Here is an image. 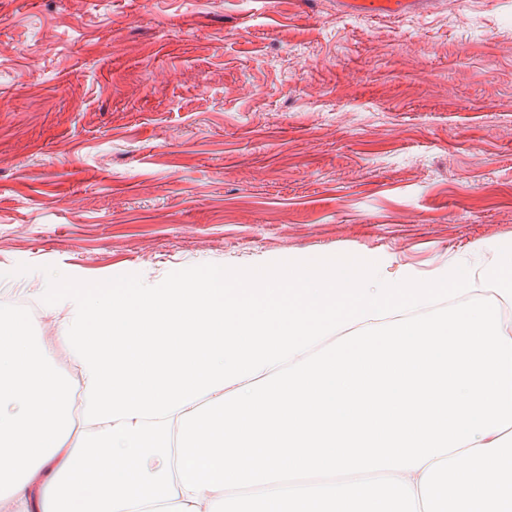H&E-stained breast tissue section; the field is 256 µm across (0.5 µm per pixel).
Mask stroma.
<instances>
[{
	"mask_svg": "<svg viewBox=\"0 0 512 512\" xmlns=\"http://www.w3.org/2000/svg\"><path fill=\"white\" fill-rule=\"evenodd\" d=\"M512 238V0H0V272L136 288ZM346 10L359 15L377 18L402 15L417 5L431 3L430 0H339Z\"/></svg>",
	"mask_w": 512,
	"mask_h": 512,
	"instance_id": "obj_1",
	"label": "stroma"
}]
</instances>
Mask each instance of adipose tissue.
<instances>
[{
	"label": "adipose tissue",
	"instance_id": "adipose-tissue-1",
	"mask_svg": "<svg viewBox=\"0 0 512 512\" xmlns=\"http://www.w3.org/2000/svg\"><path fill=\"white\" fill-rule=\"evenodd\" d=\"M389 265L1 288L0 512H512V238Z\"/></svg>",
	"mask_w": 512,
	"mask_h": 512
}]
</instances>
